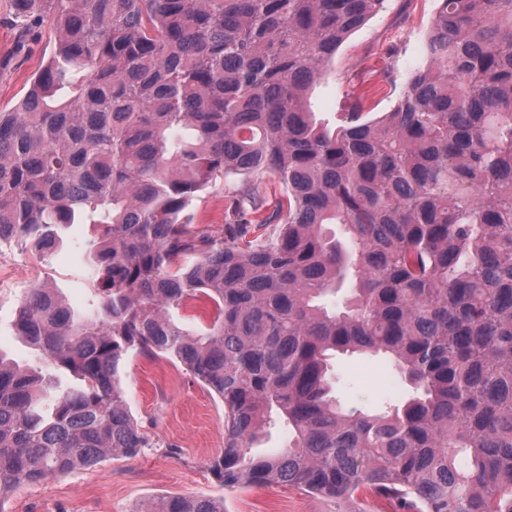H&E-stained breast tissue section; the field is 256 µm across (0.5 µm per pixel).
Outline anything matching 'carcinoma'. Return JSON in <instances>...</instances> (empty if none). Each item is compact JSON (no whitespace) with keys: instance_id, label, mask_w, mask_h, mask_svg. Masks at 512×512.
Returning a JSON list of instances; mask_svg holds the SVG:
<instances>
[{"instance_id":"cac0c4a2","label":"carcinoma","mask_w":512,"mask_h":512,"mask_svg":"<svg viewBox=\"0 0 512 512\" xmlns=\"http://www.w3.org/2000/svg\"><path fill=\"white\" fill-rule=\"evenodd\" d=\"M11 2L19 26L50 14L55 43L0 112V243L45 258L96 225L100 302L20 300L15 335L46 371L0 352V502L154 447L120 382L137 350L221 400L228 489L512 512V0H438L394 109L368 120L360 93L333 129L310 89L386 0ZM265 173L278 197L244 182L201 221L217 181ZM198 302L197 333L169 314ZM338 354L384 356L405 395L343 408ZM276 425L288 447L255 452Z\"/></svg>"}]
</instances>
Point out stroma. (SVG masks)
<instances>
[{"label":"stroma","instance_id":"1","mask_svg":"<svg viewBox=\"0 0 512 512\" xmlns=\"http://www.w3.org/2000/svg\"><path fill=\"white\" fill-rule=\"evenodd\" d=\"M438 8L437 0H386L384 9L354 31L339 47L325 76L310 91L318 119L335 123L361 88L381 87L386 75L404 79L422 63V44ZM54 41L50 17L18 34L10 0H0V112H8L46 63ZM95 230L73 224L64 245L41 259L35 269L22 266L25 249L0 245L6 255L0 278V351L22 365L38 363L35 353L14 334L20 299L29 288L56 289L71 308L96 303L97 282L87 255ZM337 395L345 407H377L399 398L403 386L395 370L378 356H341L331 366ZM122 382L129 410L154 442L138 456L112 460L20 487L5 512H141L165 496L206 498L223 503L224 512H357L354 501L304 494L286 486L225 489L209 469L224 450V407L180 364L129 355Z\"/></svg>","mask_w":512,"mask_h":512}]
</instances>
